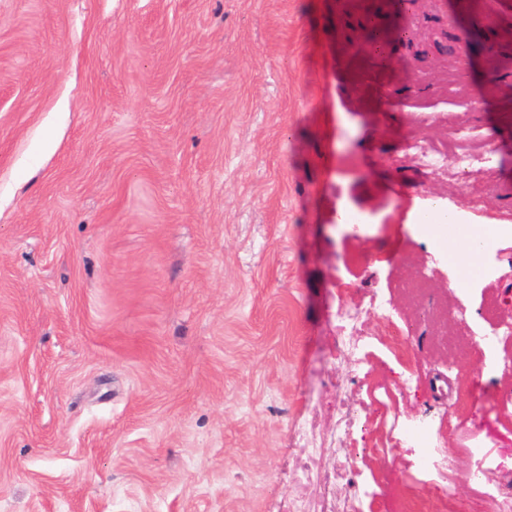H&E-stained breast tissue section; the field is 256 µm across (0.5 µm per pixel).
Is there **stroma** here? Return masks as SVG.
<instances>
[{"mask_svg":"<svg viewBox=\"0 0 512 512\" xmlns=\"http://www.w3.org/2000/svg\"><path fill=\"white\" fill-rule=\"evenodd\" d=\"M437 198L512 225V0H0V512L512 505L508 466L465 479L512 448L469 344L512 323V236L452 280ZM411 148L414 150L415 159L423 166L440 168L448 163V155L434 150L424 143L415 142Z\"/></svg>","mask_w":512,"mask_h":512,"instance_id":"1","label":"stroma"}]
</instances>
